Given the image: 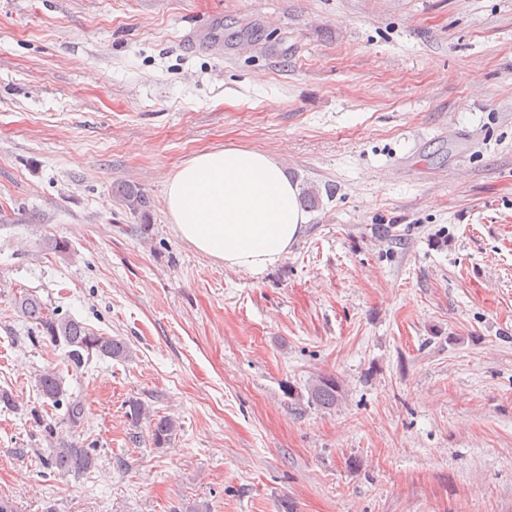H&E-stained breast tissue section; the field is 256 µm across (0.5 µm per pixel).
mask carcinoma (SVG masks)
Segmentation results:
<instances>
[{
    "mask_svg": "<svg viewBox=\"0 0 512 512\" xmlns=\"http://www.w3.org/2000/svg\"><path fill=\"white\" fill-rule=\"evenodd\" d=\"M117 198L134 215L146 216L150 200L144 190L133 182H123L115 189ZM16 305L23 317L41 329L42 335L52 342L62 341L69 348L68 358L74 364L84 362V355L95 353L103 358L122 362L129 357L128 344L112 336L95 334L84 323L66 317H58L34 294L24 293L16 299ZM36 388L40 397L57 402L63 395V378L54 370L43 369L36 376ZM312 404L321 408L336 405L338 386L332 377H319L308 386ZM126 417L135 426L149 420L153 444L162 447L168 444L177 432V422L169 416L151 417L150 409L138 400L128 402ZM45 464L59 475L90 471L98 466V455L93 448L79 447L68 441H61L49 449Z\"/></svg>",
    "mask_w": 512,
    "mask_h": 512,
    "instance_id": "cac0c4a2",
    "label": "carcinoma"
}]
</instances>
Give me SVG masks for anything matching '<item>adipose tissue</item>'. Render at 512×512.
I'll list each match as a JSON object with an SVG mask.
<instances>
[{
  "instance_id": "ef3b65f1",
  "label": "adipose tissue",
  "mask_w": 512,
  "mask_h": 512,
  "mask_svg": "<svg viewBox=\"0 0 512 512\" xmlns=\"http://www.w3.org/2000/svg\"><path fill=\"white\" fill-rule=\"evenodd\" d=\"M282 162L262 151H202L169 178L165 208L181 238L225 266L263 273L308 217Z\"/></svg>"
}]
</instances>
